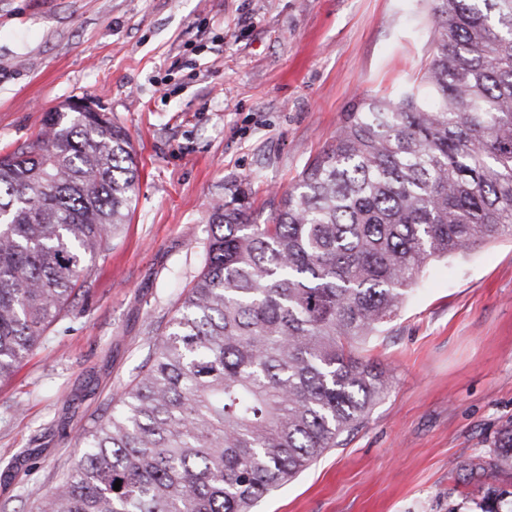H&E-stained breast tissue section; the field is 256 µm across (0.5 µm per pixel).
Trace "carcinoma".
Returning <instances> with one entry per match:
<instances>
[{
	"label": "carcinoma",
	"mask_w": 512,
	"mask_h": 512,
	"mask_svg": "<svg viewBox=\"0 0 512 512\" xmlns=\"http://www.w3.org/2000/svg\"><path fill=\"white\" fill-rule=\"evenodd\" d=\"M430 20L418 84L343 113L269 223L240 185L213 204L202 272L35 512H250L363 424L389 377L359 348L430 261L512 231V0H430ZM138 180L105 112H49L0 156V380L129 223ZM489 466L512 472V426Z\"/></svg>",
	"instance_id": "obj_1"
}]
</instances>
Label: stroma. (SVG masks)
<instances>
[{"mask_svg":"<svg viewBox=\"0 0 512 512\" xmlns=\"http://www.w3.org/2000/svg\"><path fill=\"white\" fill-rule=\"evenodd\" d=\"M428 0H0V154L81 98L127 132L130 224L62 319L0 383V512H33L78 438L145 364L204 267L212 203L247 188L262 224L343 112L429 61ZM387 370L364 425L255 512H480L512 422V236L430 261L364 346Z\"/></svg>","mask_w":512,"mask_h":512,"instance_id":"obj_1","label":"stroma"}]
</instances>
